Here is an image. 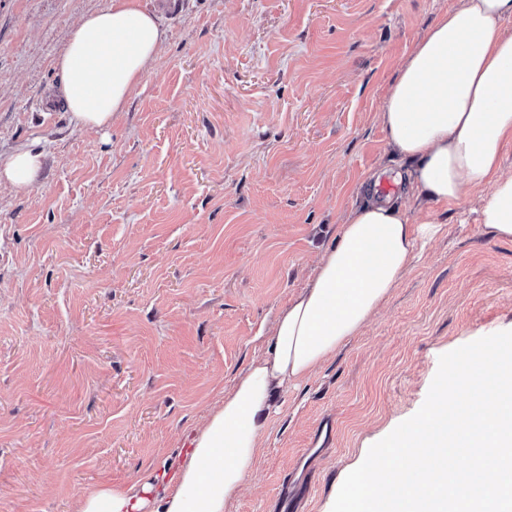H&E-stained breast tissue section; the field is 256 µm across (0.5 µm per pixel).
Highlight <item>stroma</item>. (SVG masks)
I'll return each instance as SVG.
<instances>
[{
  "label": "stroma",
  "instance_id": "1",
  "mask_svg": "<svg viewBox=\"0 0 512 512\" xmlns=\"http://www.w3.org/2000/svg\"><path fill=\"white\" fill-rule=\"evenodd\" d=\"M111 0H0V512L177 467L268 349L273 320L394 163L380 112L460 0H141L167 30L109 128L50 96L67 30ZM487 197L420 208L440 235L372 319L283 390L230 512H330L369 448L422 406L439 358L512 331V241ZM42 151L28 145L18 146L11 153L0 155V185L21 189L32 187L43 171Z\"/></svg>",
  "mask_w": 512,
  "mask_h": 512
}]
</instances>
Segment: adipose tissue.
Instances as JSON below:
<instances>
[{
  "mask_svg": "<svg viewBox=\"0 0 512 512\" xmlns=\"http://www.w3.org/2000/svg\"><path fill=\"white\" fill-rule=\"evenodd\" d=\"M512 0H462L437 17L402 64L381 114L394 156L409 161L407 194L455 204L487 189L483 228L512 240ZM167 32L139 0H112L68 29L56 95L76 125L102 129L123 110ZM42 151L0 155V185L37 183ZM441 224L411 223L397 198L370 195L325 247L306 288L277 315L269 355L240 375L189 439L174 471L85 492L77 512H228L253 471L275 394L309 378L387 301Z\"/></svg>",
  "mask_w": 512,
  "mask_h": 512,
  "instance_id": "1",
  "label": "adipose tissue"
}]
</instances>
